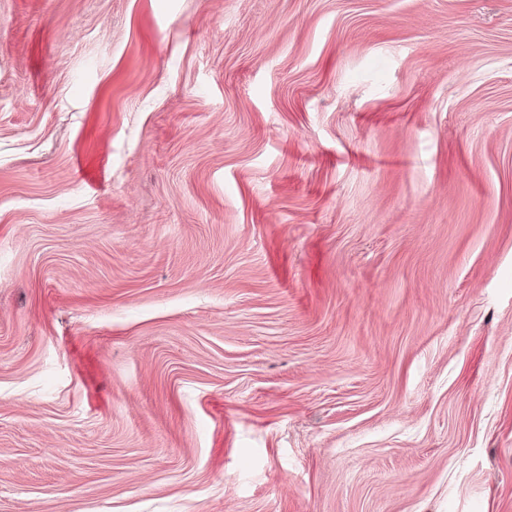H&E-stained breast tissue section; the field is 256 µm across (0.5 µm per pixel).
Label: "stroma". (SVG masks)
Here are the masks:
<instances>
[{"label": "stroma", "mask_w": 512, "mask_h": 512, "mask_svg": "<svg viewBox=\"0 0 512 512\" xmlns=\"http://www.w3.org/2000/svg\"><path fill=\"white\" fill-rule=\"evenodd\" d=\"M0 512H512V0H0Z\"/></svg>", "instance_id": "35a3bbf8"}]
</instances>
